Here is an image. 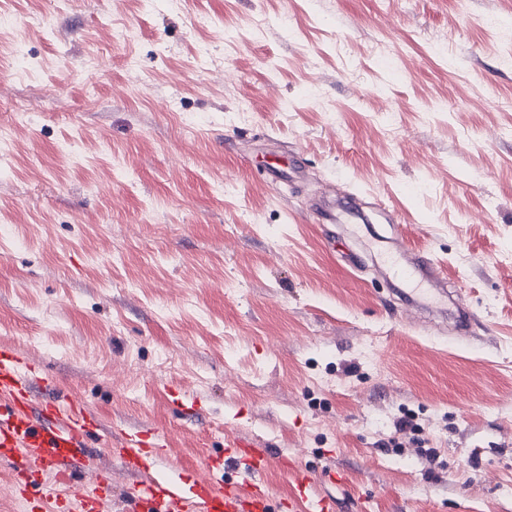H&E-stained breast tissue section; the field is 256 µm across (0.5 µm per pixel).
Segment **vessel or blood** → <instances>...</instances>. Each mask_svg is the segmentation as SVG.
Instances as JSON below:
<instances>
[{
	"label": "vessel or blood",
	"instance_id": "obj_1",
	"mask_svg": "<svg viewBox=\"0 0 512 512\" xmlns=\"http://www.w3.org/2000/svg\"><path fill=\"white\" fill-rule=\"evenodd\" d=\"M394 274L409 285L445 296L441 267L428 254L398 248ZM47 393L34 401V387ZM56 380L12 346H0V462L7 463L13 494L24 512H104L112 499V477L98 473L79 483L92 440L142 482L126 493L130 512H271L265 476L277 459L267 441L232 434L218 455H203L202 479L159 477L154 469L168 441L156 431H104L79 399L56 395ZM309 474H297L289 512H334L332 499L313 493Z\"/></svg>",
	"mask_w": 512,
	"mask_h": 512
}]
</instances>
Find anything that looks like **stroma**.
<instances>
[{
    "label": "stroma",
    "instance_id": "obj_1",
    "mask_svg": "<svg viewBox=\"0 0 512 512\" xmlns=\"http://www.w3.org/2000/svg\"><path fill=\"white\" fill-rule=\"evenodd\" d=\"M1 15L0 344L164 432L163 476L238 432L336 512H512V0ZM393 223L466 331L381 277Z\"/></svg>",
    "mask_w": 512,
    "mask_h": 512
}]
</instances>
